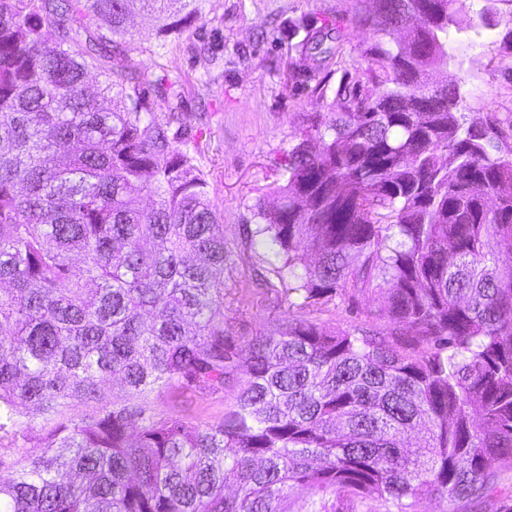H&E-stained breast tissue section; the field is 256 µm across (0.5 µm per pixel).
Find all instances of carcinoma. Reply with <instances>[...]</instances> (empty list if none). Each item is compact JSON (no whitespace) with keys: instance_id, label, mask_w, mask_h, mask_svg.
Segmentation results:
<instances>
[{"instance_id":"1","label":"carcinoma","mask_w":512,"mask_h":512,"mask_svg":"<svg viewBox=\"0 0 512 512\" xmlns=\"http://www.w3.org/2000/svg\"><path fill=\"white\" fill-rule=\"evenodd\" d=\"M202 2L0 0V441L40 448L0 452V512H512V120L423 80L461 0H362L365 67L255 205L296 301L242 345L180 85L122 49L133 15L168 42ZM301 33L297 62L334 55ZM338 302L365 323L314 316ZM233 387L220 421L182 406Z\"/></svg>"}]
</instances>
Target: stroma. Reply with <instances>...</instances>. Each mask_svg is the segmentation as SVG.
Here are the masks:
<instances>
[{
	"label": "stroma",
	"instance_id": "stroma-1",
	"mask_svg": "<svg viewBox=\"0 0 512 512\" xmlns=\"http://www.w3.org/2000/svg\"><path fill=\"white\" fill-rule=\"evenodd\" d=\"M358 6V0H206L203 19L165 44L149 15L130 23L128 65L181 85L183 135L207 175L224 226V315L235 343L266 333L288 316L278 274L281 250L271 234L258 233L255 204H274L293 133L308 114L327 111L341 77L361 65L369 36L350 23ZM463 6L472 26L462 33L455 60L424 80L469 90L471 116L511 119L512 54L498 35L512 28V0H463ZM301 18L340 27L341 40L323 70L292 80L296 50L288 22ZM205 44L212 49L206 64L198 57Z\"/></svg>",
	"mask_w": 512,
	"mask_h": 512
}]
</instances>
